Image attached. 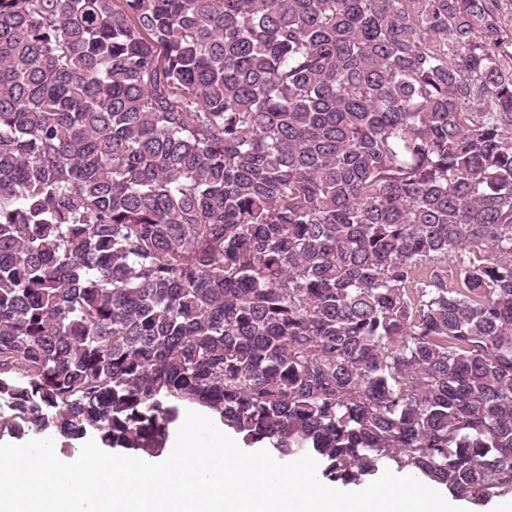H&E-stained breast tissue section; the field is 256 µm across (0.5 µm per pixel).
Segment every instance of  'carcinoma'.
<instances>
[{
    "label": "carcinoma",
    "instance_id": "obj_1",
    "mask_svg": "<svg viewBox=\"0 0 512 512\" xmlns=\"http://www.w3.org/2000/svg\"><path fill=\"white\" fill-rule=\"evenodd\" d=\"M510 19L0 0V426L512 494Z\"/></svg>",
    "mask_w": 512,
    "mask_h": 512
}]
</instances>
